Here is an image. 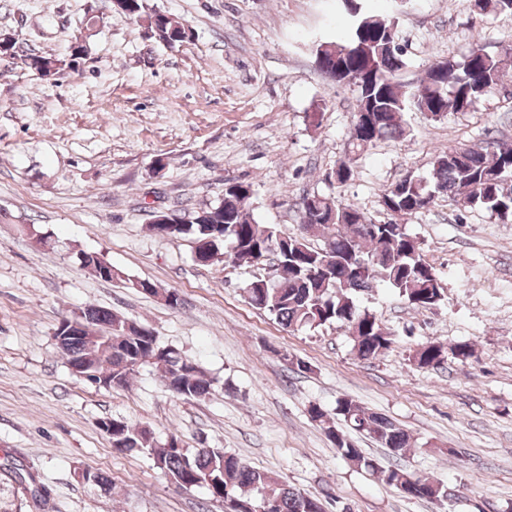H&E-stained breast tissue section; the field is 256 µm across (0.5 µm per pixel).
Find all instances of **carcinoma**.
Here are the masks:
<instances>
[{
	"instance_id": "1",
	"label": "carcinoma",
	"mask_w": 512,
	"mask_h": 512,
	"mask_svg": "<svg viewBox=\"0 0 512 512\" xmlns=\"http://www.w3.org/2000/svg\"><path fill=\"white\" fill-rule=\"evenodd\" d=\"M474 15L512 13V0H467ZM350 16L348 25L325 40L330 51L315 49L319 70L333 83H345L356 91V109L346 153L357 157L384 138L406 133L404 114L425 112L439 120L450 112H470L494 94L504 78V56L473 47L462 60L449 58L431 67L416 85H404L396 73L405 64V52L397 43L396 18L378 14L355 0H341ZM151 31L167 45L185 42L191 33L169 16L153 12ZM85 53L82 44L71 47L65 58L37 52L22 55V64L43 78L74 69ZM252 187L228 182L220 202L191 213L173 211L176 221L169 236L187 237L208 249L209 259L224 256L232 264H259L276 253L277 278L255 277L245 288L256 308L273 315L285 328H317L339 322L354 332L351 351L360 360L374 359L390 348L391 331L376 314L360 308L355 295L383 281L415 309H429L444 300V288L434 267L422 256L420 244L407 223L446 195L461 208L478 207L503 224H512V147L495 142L473 147L450 145L433 161L431 180L411 173L385 189L380 206L384 221L368 219L354 204L329 203V197L306 196L302 202L303 225L315 232L301 237H281L268 224H258L246 212ZM222 224L220 234L215 225ZM103 257L83 252L80 265L99 279ZM82 317L95 331L90 341L73 338L62 358L66 364L86 359L96 376L92 382L104 388H124L138 368L152 366L161 372L169 391L184 399L210 394L212 379L178 350L162 345L156 335L125 334L129 320L109 309L87 306ZM451 354L467 359L472 346L460 342L447 349L428 342L413 354L420 367H435ZM336 418L342 425L324 427L342 457L375 470L352 435H366L379 446L398 454L410 447V435L386 416L361 407L354 400H336ZM112 448L118 452L142 451L159 463L158 469L181 488L202 487L212 498L233 497L244 505L259 507L265 500L277 504L276 512H324V503L278 482L234 454L219 448H183L172 437L159 444L151 430L138 423L116 420ZM382 481L399 494L430 502H442L448 487L398 466L380 470Z\"/></svg>"
}]
</instances>
